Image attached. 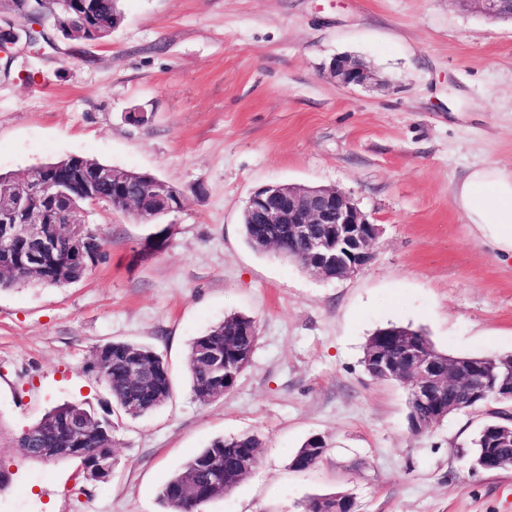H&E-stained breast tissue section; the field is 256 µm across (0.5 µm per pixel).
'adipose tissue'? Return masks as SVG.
Segmentation results:
<instances>
[{
	"label": "adipose tissue",
	"mask_w": 512,
	"mask_h": 512,
	"mask_svg": "<svg viewBox=\"0 0 512 512\" xmlns=\"http://www.w3.org/2000/svg\"><path fill=\"white\" fill-rule=\"evenodd\" d=\"M453 202L485 247L501 260L512 259V172L472 166L455 185Z\"/></svg>",
	"instance_id": "ef3b65f1"
}]
</instances>
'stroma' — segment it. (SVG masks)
<instances>
[{
  "label": "stroma",
  "instance_id": "35a3bbf8",
  "mask_svg": "<svg viewBox=\"0 0 512 512\" xmlns=\"http://www.w3.org/2000/svg\"><path fill=\"white\" fill-rule=\"evenodd\" d=\"M102 43L14 49L0 76V171L80 155L148 171L182 207L158 227L101 206L106 239L85 278L0 288V421L20 430L63 402L117 419L116 465L73 496V461L18 460L0 512H162L158 492L218 437L257 435L256 469L202 512H304L350 494L357 512H512V469L476 472L485 408L423 432L408 390L368 377L363 349L391 325L453 356L512 354V264L465 223L452 192L466 170L512 171V20L470 0H120ZM376 75L340 85L332 60ZM149 119L130 123L129 112ZM269 184L334 186L380 227L355 276L323 280L252 249L242 213ZM258 340L235 388L203 403L185 362L225 316ZM126 341L169 363L171 398L118 417L91 368ZM326 452L296 471L310 438Z\"/></svg>",
  "mask_w": 512,
  "mask_h": 512
}]
</instances>
